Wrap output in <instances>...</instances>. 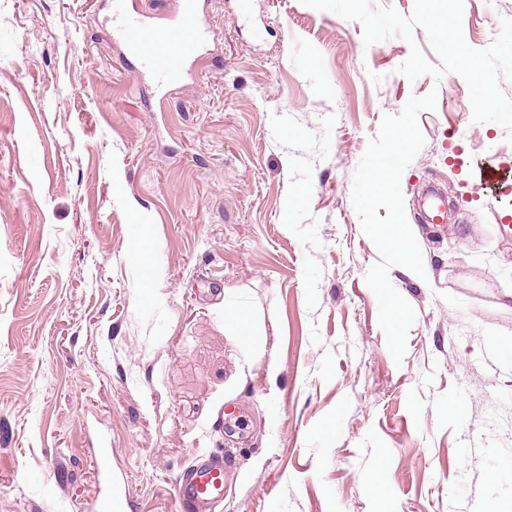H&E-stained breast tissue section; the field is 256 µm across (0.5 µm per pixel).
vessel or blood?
<instances>
[{"label":"vessel or blood","mask_w":512,"mask_h":512,"mask_svg":"<svg viewBox=\"0 0 512 512\" xmlns=\"http://www.w3.org/2000/svg\"><path fill=\"white\" fill-rule=\"evenodd\" d=\"M206 0H182L180 8L164 21L152 16L131 13L127 0H115L113 30L124 41L139 63L140 74H151L161 89L171 91L194 80L196 62L208 52L214 38L206 13ZM482 186L497 197L512 195V178L501 175L500 166L487 162ZM176 492L185 512H213L224 498V458L208 455L196 458L179 478ZM118 485L99 492L96 512H126Z\"/></svg>","instance_id":"b4317fda"}]
</instances>
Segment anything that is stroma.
Returning <instances> with one entry per match:
<instances>
[{
	"mask_svg": "<svg viewBox=\"0 0 512 512\" xmlns=\"http://www.w3.org/2000/svg\"><path fill=\"white\" fill-rule=\"evenodd\" d=\"M110 12L0 0V512H94L101 447L131 512H183L210 452L216 512H512V223L472 178L512 166V0H208L216 40L169 94ZM432 91L400 181L426 276L389 271L416 314L398 362L352 178ZM430 184L448 223L423 218ZM176 492L188 512H211L224 500V455L197 457L179 478Z\"/></svg>",
	"mask_w": 512,
	"mask_h": 512,
	"instance_id": "obj_1",
	"label": "stroma"
}]
</instances>
